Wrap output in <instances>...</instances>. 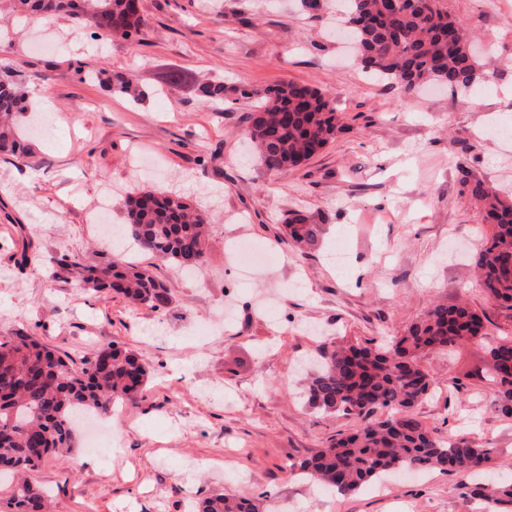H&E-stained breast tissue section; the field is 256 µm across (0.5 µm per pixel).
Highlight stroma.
<instances>
[{"instance_id": "35a3bbf8", "label": "stroma", "mask_w": 512, "mask_h": 512, "mask_svg": "<svg viewBox=\"0 0 512 512\" xmlns=\"http://www.w3.org/2000/svg\"><path fill=\"white\" fill-rule=\"evenodd\" d=\"M340 0L320 16L300 0H141L139 43L94 23L58 19L53 51L35 48L26 20L0 19V72L25 93L20 128L39 120L30 150L0 157V334L37 337L74 361L117 344L142 354L150 373L135 401L101 417L112 451H90L78 433L72 453L29 476L56 512H183L185 494L232 491L261 498L268 512H506L475 497L460 474L400 472L376 495H340L293 474L292 462L352 423L302 397L301 368L342 345L401 334L438 301L467 302L489 338L512 336V310L481 292L471 255L490 228L465 191L461 170L512 191L505 126L512 87V0H449L485 43L486 82L474 93L434 87L412 96L366 77L336 36ZM133 71L150 95L140 104L110 94L92 71ZM263 89L295 82L327 91L341 129L298 167L268 172L248 152L250 104L202 106L195 81ZM44 93L47 106L37 105ZM161 188L211 206L206 262L177 272L137 251L170 287L165 308H135L117 295L78 288L67 269L43 259L108 260L113 244L91 219L101 198L125 223L123 194ZM319 227L317 243L289 241L295 213ZM246 239L272 264L239 279L233 244ZM344 268L330 261L336 248ZM38 263L23 262V255ZM220 333L195 331L225 306ZM486 345L432 352L434 380L418 418L441 439L494 450L491 482L512 478V418L492 405ZM465 380L463 390L450 385Z\"/></svg>"}]
</instances>
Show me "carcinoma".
Segmentation results:
<instances>
[{
    "instance_id": "1",
    "label": "carcinoma",
    "mask_w": 512,
    "mask_h": 512,
    "mask_svg": "<svg viewBox=\"0 0 512 512\" xmlns=\"http://www.w3.org/2000/svg\"><path fill=\"white\" fill-rule=\"evenodd\" d=\"M341 13L351 35L359 68L405 95L429 85L468 93L486 77L473 37L448 0H343ZM0 12L19 13L50 23L60 17L102 18L107 34L127 42L138 40L146 20L131 0H0ZM107 91L135 101L145 98L132 72H114L103 80ZM252 102L248 113L254 152L266 170L282 172L309 160L336 136L339 120L327 93L295 82L263 90L228 87L201 81L196 92L209 106L226 100ZM25 95L13 81L0 79V154L28 150L24 132L15 124L25 110ZM461 183L490 224L473 255L482 290L492 301L512 309V200L506 192L461 170ZM123 237L133 247L152 253L173 267L197 269L205 263L206 226L210 208L165 190L136 189L126 195ZM288 236L299 245L312 244L318 226L296 215ZM56 263L73 271L82 288L94 294L116 293L132 306L159 310L168 287L145 267L115 253L103 265H87L77 255L63 254ZM486 336L479 313L467 304L437 303L403 335L385 342L351 345L324 355L306 384L308 404L353 421L351 432L318 448L294 464L302 473L352 494L382 481L402 468L479 475L494 460L492 449L467 440L439 439L414 415V407L433 388L421 365L432 351ZM485 378L493 387V405L512 417V337L487 346ZM150 372L138 353L112 344L77 366L36 338L20 332L0 336V481L11 495L0 501L3 512H49L50 493L24 475L50 458L73 450L78 418L112 413L119 401L134 400ZM387 408L390 415L374 418ZM474 492L495 504H512V482L475 484ZM195 512H265L259 499L222 492L195 501Z\"/></svg>"
}]
</instances>
